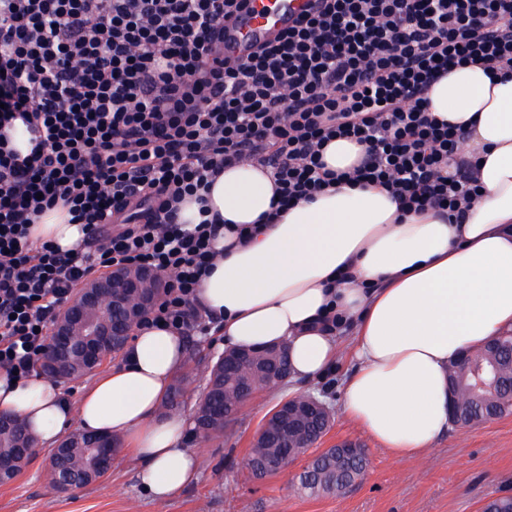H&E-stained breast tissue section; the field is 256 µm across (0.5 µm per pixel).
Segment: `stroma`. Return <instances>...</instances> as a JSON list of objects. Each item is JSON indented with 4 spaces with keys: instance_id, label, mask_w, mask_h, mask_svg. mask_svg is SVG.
Here are the masks:
<instances>
[{
    "instance_id": "1",
    "label": "stroma",
    "mask_w": 512,
    "mask_h": 512,
    "mask_svg": "<svg viewBox=\"0 0 512 512\" xmlns=\"http://www.w3.org/2000/svg\"><path fill=\"white\" fill-rule=\"evenodd\" d=\"M220 354L215 337L188 335L179 371L188 380L184 413H192L205 388L207 367ZM352 368L350 358L341 357L325 376L301 387L335 410L319 448L349 438L365 449L366 472L345 494H298L290 484L302 468L298 462L260 481L244 467L268 414L288 396L283 383L248 401L223 438L202 444L188 437L198 476L169 499L148 496L135 460L121 451L99 481L69 492L52 490L49 451L40 447L16 478L0 484V512H480L486 499L512 494V414L462 430L450 428L420 457L401 459L337 412L340 382Z\"/></svg>"
}]
</instances>
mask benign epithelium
I'll list each match as a JSON object with an SVG mask.
<instances>
[{
  "label": "benign epithelium",
  "mask_w": 512,
  "mask_h": 512,
  "mask_svg": "<svg viewBox=\"0 0 512 512\" xmlns=\"http://www.w3.org/2000/svg\"><path fill=\"white\" fill-rule=\"evenodd\" d=\"M169 285L170 276L150 266L110 267L86 279L71 291L50 325L49 341L41 354L43 374L57 381L68 380L63 375L61 358L74 349L72 336L80 327L86 329L87 339L79 351L86 363L99 365L112 349V337L132 336L134 328L155 309ZM103 306L120 311L121 323L117 324L110 318L91 322L89 313ZM457 371L476 394L502 387L497 367L471 354L457 361ZM310 414L329 419L332 411L318 397L305 393L303 403L286 399L269 415L279 432L287 438L288 447L293 449L288 454V460L282 464L284 469L311 448L312 433L302 426L303 417ZM118 446L119 443L108 436L98 440L97 447L102 449V453L97 472L108 473Z\"/></svg>",
  "instance_id": "7a95c632"
}]
</instances>
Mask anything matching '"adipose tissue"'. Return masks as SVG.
Instances as JSON below:
<instances>
[{
    "label": "adipose tissue",
    "instance_id": "ef3b65f1",
    "mask_svg": "<svg viewBox=\"0 0 512 512\" xmlns=\"http://www.w3.org/2000/svg\"><path fill=\"white\" fill-rule=\"evenodd\" d=\"M428 100L433 115L468 134L480 198L465 218L405 214L380 186L339 184L269 222L273 173L240 163L211 188L210 211L224 225L220 255L195 293L198 309L222 321L225 347L286 345L292 381L324 375L348 353L358 367L344 385L343 411L400 458L446 432L451 362L512 332V75L456 67ZM254 223L259 235L238 242L235 226ZM30 239L68 250L84 234L54 209ZM332 312L341 319L336 332L322 324ZM185 351L177 330L138 328L125 363L84 386L74 404L44 376L15 380L0 370V413L25 418L45 448L72 426L124 438L142 488L167 499L197 475L183 445L188 420L160 414Z\"/></svg>",
    "mask_w": 512,
    "mask_h": 512
}]
</instances>
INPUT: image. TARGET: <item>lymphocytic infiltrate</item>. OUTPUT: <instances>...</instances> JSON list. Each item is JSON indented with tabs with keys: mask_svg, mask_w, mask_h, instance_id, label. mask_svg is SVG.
Instances as JSON below:
<instances>
[{
	"mask_svg": "<svg viewBox=\"0 0 512 512\" xmlns=\"http://www.w3.org/2000/svg\"><path fill=\"white\" fill-rule=\"evenodd\" d=\"M247 2L0 0V369L27 376L71 288L110 266L173 274L150 322L209 334L195 291L219 227L176 215L242 160L273 170L284 206L341 179L455 219L477 200L466 133L427 93L460 65L512 72V0H324L247 60L221 58ZM336 138L365 148L341 173L323 161ZM59 205L86 228L80 251L29 238Z\"/></svg>",
	"mask_w": 512,
	"mask_h": 512,
	"instance_id": "1",
	"label": "lymphocytic infiltrate"
}]
</instances>
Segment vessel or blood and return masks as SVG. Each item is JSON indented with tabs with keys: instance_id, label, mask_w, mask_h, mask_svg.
I'll list each match as a JSON object with an SVG mask.
<instances>
[{
	"instance_id": "obj_1",
	"label": "vessel or blood",
	"mask_w": 512,
	"mask_h": 512,
	"mask_svg": "<svg viewBox=\"0 0 512 512\" xmlns=\"http://www.w3.org/2000/svg\"><path fill=\"white\" fill-rule=\"evenodd\" d=\"M317 6L318 0H250L224 37L225 56L247 55Z\"/></svg>"
}]
</instances>
